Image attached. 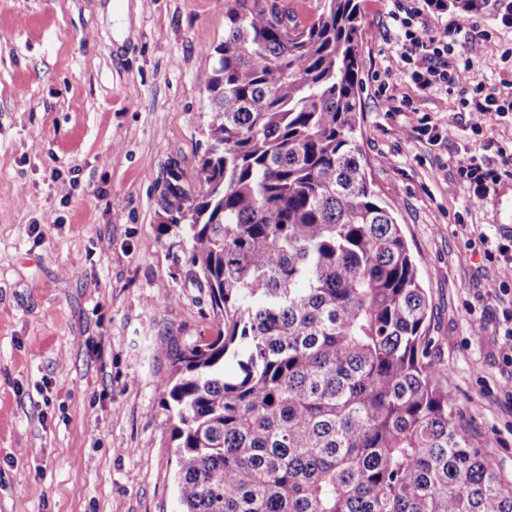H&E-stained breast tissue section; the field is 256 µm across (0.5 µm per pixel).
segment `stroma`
Segmentation results:
<instances>
[{"mask_svg":"<svg viewBox=\"0 0 512 512\" xmlns=\"http://www.w3.org/2000/svg\"><path fill=\"white\" fill-rule=\"evenodd\" d=\"M360 142L431 302L428 332L455 411L512 483V265L500 239L512 179L471 203L460 159L512 151V116L470 129L478 93L512 97V24L465 83L428 93L392 69L402 0H357ZM226 0H0V512H180L159 387L181 346L217 333L190 243L163 208L207 147L201 81ZM453 0L423 13L462 64ZM438 126L439 141L402 137ZM483 331H475L476 323Z\"/></svg>","mask_w":512,"mask_h":512,"instance_id":"1","label":"stroma"}]
</instances>
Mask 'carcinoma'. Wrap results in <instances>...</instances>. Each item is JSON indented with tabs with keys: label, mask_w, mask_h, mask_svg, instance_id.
<instances>
[{
	"label": "carcinoma",
	"mask_w": 512,
	"mask_h": 512,
	"mask_svg": "<svg viewBox=\"0 0 512 512\" xmlns=\"http://www.w3.org/2000/svg\"><path fill=\"white\" fill-rule=\"evenodd\" d=\"M227 2L209 145L195 188L164 196L220 325L160 383L182 512H512L369 177L357 3L318 0L302 23L284 0Z\"/></svg>",
	"instance_id": "obj_1"
}]
</instances>
